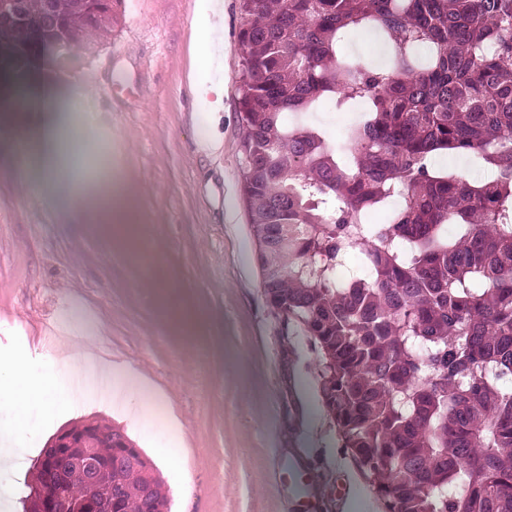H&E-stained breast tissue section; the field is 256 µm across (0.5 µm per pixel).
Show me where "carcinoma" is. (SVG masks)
<instances>
[{
    "label": "carcinoma",
    "instance_id": "obj_1",
    "mask_svg": "<svg viewBox=\"0 0 512 512\" xmlns=\"http://www.w3.org/2000/svg\"><path fill=\"white\" fill-rule=\"evenodd\" d=\"M20 0L31 26L62 31L69 61L112 28L121 0ZM244 192L267 303L319 354V395L381 512H512V0H240ZM375 28L391 63L340 53ZM361 100L338 151L288 116ZM473 156L470 183L434 166ZM400 202L388 222L372 215ZM456 232L448 236V225ZM357 261L356 272L338 273ZM95 454L132 447L88 424ZM93 496L100 512H162L139 449ZM23 503L82 495L85 472L36 466Z\"/></svg>",
    "mask_w": 512,
    "mask_h": 512
}]
</instances>
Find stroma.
<instances>
[{"mask_svg": "<svg viewBox=\"0 0 512 512\" xmlns=\"http://www.w3.org/2000/svg\"><path fill=\"white\" fill-rule=\"evenodd\" d=\"M224 2L222 69L194 45L196 0H123L111 33L67 72L34 64L30 92L52 85L72 125L106 129L103 154L70 159L82 186L104 178L133 193L139 251L84 223L79 203L45 190L15 140L0 134V356L44 371L69 322L98 326L102 357L128 363L147 387L133 407L145 432H129L164 487L169 512H289L288 483L263 476L269 460L317 465L311 512H334L336 476L352 485L350 512H380L329 428L317 352L271 308L242 196L236 75L238 0ZM224 80L218 155L200 143L211 126L195 88ZM203 312L195 333L165 315V297ZM55 391L0 405V431L20 432L16 468L0 467V512H23L35 463L62 429L117 428L108 403H77L58 416Z\"/></svg>", "mask_w": 512, "mask_h": 512, "instance_id": "35a3bbf8", "label": "stroma"}]
</instances>
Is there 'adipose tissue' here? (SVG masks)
<instances>
[{"mask_svg":"<svg viewBox=\"0 0 512 512\" xmlns=\"http://www.w3.org/2000/svg\"><path fill=\"white\" fill-rule=\"evenodd\" d=\"M224 30V4L222 0H198L196 4L195 36L198 44L208 52H215L221 42ZM0 101L8 105L10 113L0 127L11 131L24 127V114L37 109L41 119L33 130L29 146L32 156V170L43 185L52 192L67 190L69 195L80 196L81 211L86 223L97 225L107 238H114L131 249L140 248L142 242L136 228V214L133 201L121 194L116 187L107 185L94 193L84 196L76 182L69 178L60 163L63 151L78 154L77 146L66 145L63 129L68 122L67 113L58 111L54 99L48 92H41L37 103H30L28 90L10 89L0 95ZM50 371L44 376L31 375L25 363L20 360L6 364L9 375L7 382H0V403L15 402L21 396L43 389L57 387L60 393H68L67 385L58 384L55 372L63 368L74 374L87 371H111L108 362L87 359L81 352L48 363Z\"/></svg>","mask_w":512,"mask_h":512,"instance_id":"obj_1","label":"adipose tissue"}]
</instances>
